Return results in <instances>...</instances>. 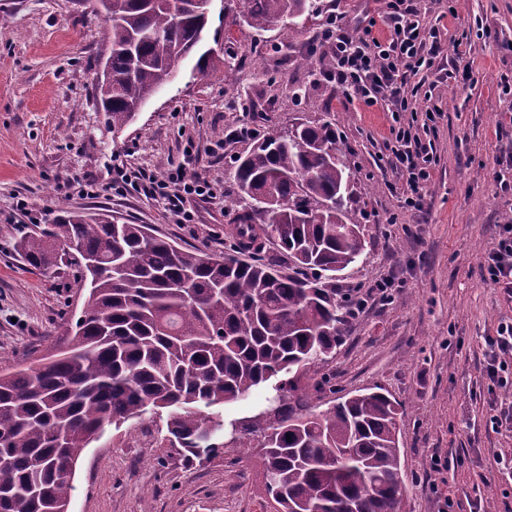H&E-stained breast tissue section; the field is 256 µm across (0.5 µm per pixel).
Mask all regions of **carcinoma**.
<instances>
[{
  "instance_id": "cac0c4a2",
  "label": "carcinoma",
  "mask_w": 512,
  "mask_h": 512,
  "mask_svg": "<svg viewBox=\"0 0 512 512\" xmlns=\"http://www.w3.org/2000/svg\"><path fill=\"white\" fill-rule=\"evenodd\" d=\"M237 2L232 23L258 36L277 26L293 33L317 13L311 0ZM105 22L114 85L102 106L115 130L170 81L208 14L201 0H109ZM336 155L335 123L323 121L269 136L238 159L235 181L257 203L237 217L238 259L97 212L64 210L19 240L28 265L45 273L77 262L88 295L63 357L36 373L0 374V460L9 462L0 512H60L72 490L63 473L105 427L152 408L167 410L173 447L215 454L225 407L274 375L275 420L261 412L243 431L264 438L262 493L278 512H397L398 403L359 391L316 411L298 394L358 306L335 285L362 250L349 218L350 167ZM266 238L280 255L260 256ZM87 255L117 265L116 276L90 272Z\"/></svg>"
}]
</instances>
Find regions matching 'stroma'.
Returning <instances> with one entry per match:
<instances>
[{"instance_id":"35a3bbf8","label":"stroma","mask_w":512,"mask_h":512,"mask_svg":"<svg viewBox=\"0 0 512 512\" xmlns=\"http://www.w3.org/2000/svg\"><path fill=\"white\" fill-rule=\"evenodd\" d=\"M315 3L319 13L306 29L257 39L225 20V0H213L206 34L220 51L214 68L201 76L196 55L183 58L176 79L115 130L95 89L111 44L93 0H0V373L66 347L68 322L87 295L76 267L44 274L25 262L16 245L31 228L27 212L47 223L61 209L104 210L183 247L224 253L247 205L233 178L238 158L260 139L330 117L353 171L350 218L361 226L363 245L336 286L364 297L390 274L402 286L357 315L323 371L337 395L380 390L400 404L397 512H444L449 504L470 512L476 500L484 512H512V479L495 464L512 452V432L490 423L493 400L512 402V388L490 395L483 376L484 339L512 317V302L480 271L512 215V194L497 187L498 172L512 167V0H416L426 22L438 25L442 48L438 70L407 89L417 112L431 102L442 108L434 130L420 132L435 152L419 212L404 209L406 179L383 147L390 113L344 106L325 75L323 52L311 50L331 15L364 24L379 4ZM464 32L466 78L455 69L452 43ZM295 89L299 99L286 101ZM242 127L255 136L231 139ZM195 147L216 151L192 171L217 197L190 201L194 223H176L161 199L112 190L117 169L172 168ZM87 179L94 195H78L76 184ZM20 199L26 211L17 209ZM166 420L154 410L107 427L76 465L70 512H276L261 492L260 436H242L201 463L171 447ZM435 454L454 458V466L435 472Z\"/></svg>"}]
</instances>
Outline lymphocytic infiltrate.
<instances>
[{
    "mask_svg": "<svg viewBox=\"0 0 512 512\" xmlns=\"http://www.w3.org/2000/svg\"><path fill=\"white\" fill-rule=\"evenodd\" d=\"M380 21L385 29L381 35L373 25L354 27L335 18L321 30L320 45L332 55L330 76L343 103L378 106L396 115L410 109L406 88L411 80L436 64L438 29L425 23L415 0H387ZM384 147L392 168L405 176L410 188L405 206L422 210L426 204L422 188L432 177V144L422 142L413 124L398 122L390 126ZM117 181L165 200L180 224L195 221L194 212L186 207L189 200L215 197L211 185L189 174L186 166L161 177L150 172L133 176L122 172ZM480 267L485 281L512 301V224L501 225L496 242L482 255ZM485 344V375L499 387H511L512 318L501 320Z\"/></svg>",
    "mask_w": 512,
    "mask_h": 512,
    "instance_id": "1",
    "label": "lymphocytic infiltrate"
}]
</instances>
